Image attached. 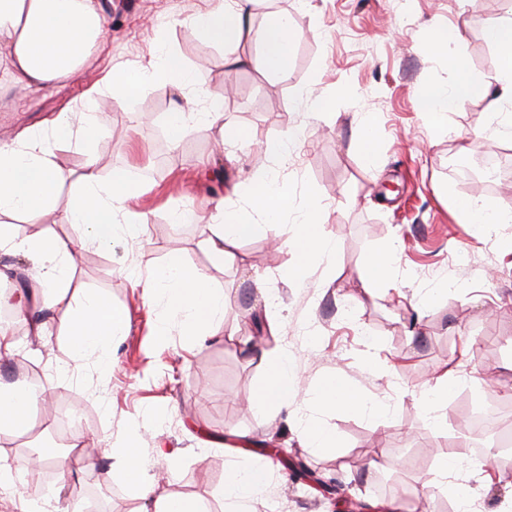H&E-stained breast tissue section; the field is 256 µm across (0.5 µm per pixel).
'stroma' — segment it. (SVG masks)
<instances>
[{
    "mask_svg": "<svg viewBox=\"0 0 512 512\" xmlns=\"http://www.w3.org/2000/svg\"><path fill=\"white\" fill-rule=\"evenodd\" d=\"M108 18L104 42L89 55L82 79L48 91L10 83L0 68V137L26 142L49 134L50 121L67 115L83 123L89 87L111 68H128L156 49L177 53L202 69L206 94L224 103L226 126H195L169 147L168 120L179 93L154 82L133 108L107 92L95 98L106 122L90 150L64 146L55 162L62 182L46 226L32 237H74L66 222L87 153L102 160L101 178L132 165L140 188L131 204L147 216L142 241L113 239L110 247H74L64 262L67 298L93 289L123 309L126 320L111 343L91 354L73 352L69 320L49 319L45 336L20 339L17 363L34 366L52 385V397L77 405L86 423L83 447L56 473L54 498L65 507L75 490L106 489L99 512H153L155 501L183 496L207 512H225L220 497L230 464L286 449L308 469L294 479L282 465L251 505L252 512H382L400 491H410L415 512H456L468 495L474 512H512V462L486 448L483 462L463 455L453 489L434 483L442 449L472 442L461 422L496 398L512 404V224L476 230L458 223L455 199L478 197L512 210V156L496 183L479 189L457 179L452 162L482 165V130L491 121L483 95L494 84L498 52L484 37L486 24L512 12V0H283L297 35L288 70L266 74L255 64L225 70L232 47H218L169 16L203 12L208 0H98ZM456 33L454 47L469 63L477 91L448 124L433 130L417 109L423 85L453 84L444 59L426 45L435 23ZM320 98L307 111L300 89ZM372 120L379 164L362 158L359 129ZM299 134L279 171L296 206L315 192L326 206L324 230L336 244L331 262H312L305 284L285 281L298 254L288 238L296 222L270 225L264 236L242 241L216 261L213 205L247 202V182L271 161L262 143L287 131ZM188 208L190 221L175 210ZM392 250L387 283L362 287L361 272L375 253ZM202 270L224 300L223 328L203 340L184 336L161 293H146L127 278L163 268L172 259ZM170 333L159 338V326ZM287 352L298 375L290 414H261L254 402L264 382L266 355ZM451 371L446 418L433 423L422 398ZM338 378L378 409L320 404L315 394ZM319 425L334 448L305 447L302 425ZM138 428L153 483L139 497L112 456Z\"/></svg>",
    "mask_w": 512,
    "mask_h": 512,
    "instance_id": "35a3bbf8",
    "label": "stroma"
}]
</instances>
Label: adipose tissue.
Returning <instances> with one entry per match:
<instances>
[{"instance_id":"1","label":"adipose tissue","mask_w":512,"mask_h":512,"mask_svg":"<svg viewBox=\"0 0 512 512\" xmlns=\"http://www.w3.org/2000/svg\"><path fill=\"white\" fill-rule=\"evenodd\" d=\"M257 2L211 0L209 9L189 19L188 24L211 44L236 48V56L225 59V67L254 58L264 72L283 73L295 39L293 28L287 14L276 10L267 11L261 25H253L251 16ZM106 31L107 19L96 0H0V66L9 71L13 84L30 89L76 79L83 74L88 53L101 43ZM486 34L489 43L499 51L498 89L488 103L495 121L483 132L485 138L495 142L503 134L512 133V14L491 22ZM453 44V36L443 29L437 30L428 44L430 52L447 58L458 75L453 85L431 83L418 97L419 112L436 130L447 123L449 113L462 109L476 92L467 62L455 52ZM156 80L165 81L180 92L190 90L198 96L204 93L202 73L190 70L171 51L152 55L133 69L111 70L103 84L119 105L129 107L144 86ZM199 123L223 125V103L209 101L201 111L191 106L176 107L168 123L171 145H179L191 126ZM101 128L98 120L78 126L62 117L54 122L50 137L31 143L0 140V250L21 252L33 258L42 285V305L63 307L71 321V346L81 355L111 341L123 323L122 309L95 292L86 293L77 305H67L61 262L69 253V241L18 237L10 219L22 213L31 221H41L52 207L58 186L59 173L53 161L56 149L72 143L89 145ZM298 138L297 132L290 131L263 144L262 150L273 166L253 176L247 205L229 208L223 200H216L214 209L221 218L214 227L212 241L216 258H223L237 241L264 234L267 224L281 222L293 210V193L276 165L287 161L290 146ZM137 192L128 168H113L108 181H101L98 157L87 154L68 213L77 239L99 246L109 244L115 237L139 240L146 216L130 207ZM323 211L321 201L309 196L302 230L291 238L300 258L286 270L287 280L305 281L310 262L334 254L335 243L323 235ZM145 286L165 290L168 307L174 317L181 319L184 335H214L223 320L222 296L203 273L179 261H171L149 277ZM266 361L267 377L255 402L263 414L287 409L297 387L295 369L287 353L269 355ZM48 394L45 388L35 397L15 391L1 393L0 432L11 439L30 432L35 402ZM117 455L129 483L141 498H148L152 488L137 433L127 435ZM271 478L272 467L264 461L230 467L221 496L232 512H249L253 497L265 489Z\"/></svg>"}]
</instances>
